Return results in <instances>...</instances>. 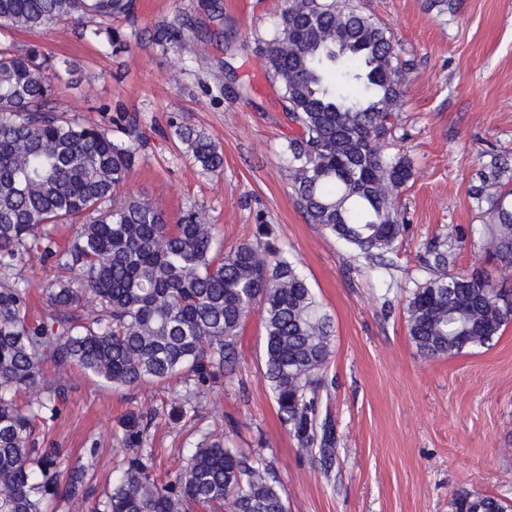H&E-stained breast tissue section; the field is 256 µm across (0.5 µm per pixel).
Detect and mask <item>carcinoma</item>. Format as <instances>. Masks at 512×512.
<instances>
[{"label":"carcinoma","mask_w":512,"mask_h":512,"mask_svg":"<svg viewBox=\"0 0 512 512\" xmlns=\"http://www.w3.org/2000/svg\"><path fill=\"white\" fill-rule=\"evenodd\" d=\"M132 0H0V29L39 32L65 20L98 19V37L129 13ZM266 74L300 133L288 141V168L308 220L351 248L370 268L389 267L405 232L395 210L411 164L390 163L392 132L407 66L391 32L342 0H284L275 28L259 38ZM342 58L335 60L336 53ZM50 57L0 46V512H44L61 494H85V469L61 467L57 448H39L36 429L54 419L68 393L61 374L77 367L114 388L166 382L191 373L199 384L233 371L237 344L258 306L264 377L299 449L319 455L328 474L336 445L321 390L333 353V324L296 262L264 238L224 248L216 225L187 211L174 225L146 198L117 202L116 188L138 161L134 138L50 107L57 75ZM175 136L210 173L223 152L206 134L180 125ZM507 163L493 155L472 196L488 205V256L512 268V189ZM111 202L102 217V205ZM72 228L60 248L55 232ZM39 254L74 272L47 289V313H30L31 289L18 272ZM448 245L433 244L428 278L408 304V336L424 359L491 345L512 322V290L448 271ZM132 432L125 469L104 512H288L273 466L201 434L178 470L161 480ZM452 512H509L501 499L462 490Z\"/></svg>","instance_id":"1"}]
</instances>
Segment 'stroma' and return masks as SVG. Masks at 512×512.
Returning a JSON list of instances; mask_svg holds the SVG:
<instances>
[{
  "label": "stroma",
  "mask_w": 512,
  "mask_h": 512,
  "mask_svg": "<svg viewBox=\"0 0 512 512\" xmlns=\"http://www.w3.org/2000/svg\"><path fill=\"white\" fill-rule=\"evenodd\" d=\"M133 0L110 35L89 41L74 25L40 33L0 29V41L32 45L74 73L63 74L54 105L66 116L135 133L139 160L123 186L147 193L177 223L190 209L216 225L225 246L253 240L259 220L273 247L296 260L334 326L326 373L336 426L334 464L301 452L279 418L263 377L260 311L249 315L233 373L201 388L194 423H173L172 399L187 383L112 388L69 371L67 400L46 441L86 467L87 496L59 500L55 512H97L122 467L120 447L134 422H148L158 473L177 470L194 429L272 462L288 512H451L455 492L496 496L512 506V323L492 346L423 359L407 333L408 303L427 277L434 240H447L451 269L498 281L473 199L491 155L512 161V0H360L389 27L410 67L400 81L384 154L410 161L397 191L407 233L390 268H369L322 226L309 223L291 187L286 146L299 128L287 118L265 73L257 36L271 31L282 0ZM184 22L179 43L157 41ZM187 124L209 135L224 168L203 171L173 134ZM44 315L45 288L70 270L39 256L19 265Z\"/></svg>",
  "instance_id": "stroma-1"
}]
</instances>
